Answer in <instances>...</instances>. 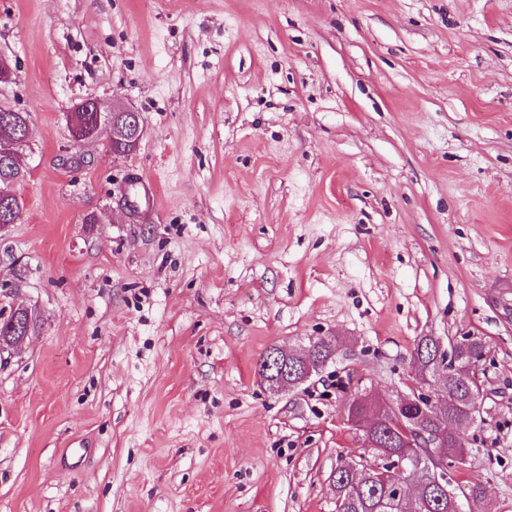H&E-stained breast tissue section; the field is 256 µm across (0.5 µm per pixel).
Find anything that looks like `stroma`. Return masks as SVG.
<instances>
[{
  "mask_svg": "<svg viewBox=\"0 0 512 512\" xmlns=\"http://www.w3.org/2000/svg\"><path fill=\"white\" fill-rule=\"evenodd\" d=\"M28 113L0 232V512H334L367 455L347 391L411 394L414 345L481 338L452 484L512 512V0H0ZM86 99L125 155L77 150ZM158 197L148 210L138 181ZM348 346L271 395L257 364ZM89 112H79V120L88 122L92 121L93 113L96 112L98 127H110L112 124V145L115 140L123 139L136 147L143 136V125L140 113L132 106L112 105L110 108L101 106L97 101H93L88 105ZM123 137V138H122Z\"/></svg>",
  "mask_w": 512,
  "mask_h": 512,
  "instance_id": "obj_1",
  "label": "stroma"
}]
</instances>
